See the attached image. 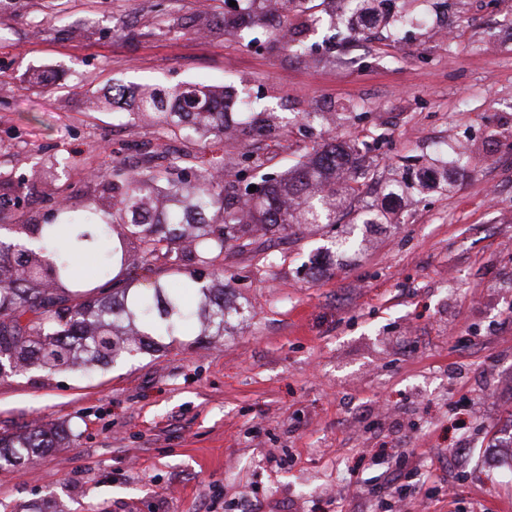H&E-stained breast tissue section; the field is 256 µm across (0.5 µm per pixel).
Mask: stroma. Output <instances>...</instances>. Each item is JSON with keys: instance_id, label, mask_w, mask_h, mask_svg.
<instances>
[{"instance_id": "35a3bbf8", "label": "stroma", "mask_w": 512, "mask_h": 512, "mask_svg": "<svg viewBox=\"0 0 512 512\" xmlns=\"http://www.w3.org/2000/svg\"><path fill=\"white\" fill-rule=\"evenodd\" d=\"M343 0L252 41L200 29L229 0H14L0 9V224H49L106 201L92 172L191 152L281 173L327 138L362 145L366 200L336 221L254 234L224 251L239 315L221 336L92 373L0 376V433L69 436L0 469V512H512L489 462L512 431V0ZM194 84L257 98L286 127L186 141L112 87ZM408 180L398 202L384 186ZM418 468L386 486L394 449Z\"/></svg>"}]
</instances>
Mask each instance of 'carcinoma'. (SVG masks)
<instances>
[{
  "label": "carcinoma",
  "instance_id": "1",
  "mask_svg": "<svg viewBox=\"0 0 512 512\" xmlns=\"http://www.w3.org/2000/svg\"><path fill=\"white\" fill-rule=\"evenodd\" d=\"M224 93L176 86L165 93L141 89L126 102L134 121L163 119L187 139H222L238 133L229 113L212 111ZM248 126L276 129V112H252ZM357 147L345 141L312 147L307 161L283 174H260L261 191L243 198L224 172L184 176L185 156L165 166L133 170L115 164L92 174L110 192L106 203L75 209L60 204L55 224H9L0 234V365L11 370L103 366L113 358L146 350L155 336H176L195 325L202 336H222L238 310L228 304L224 248L245 252L257 232L276 234L296 224L331 223L336 214V172L347 175L342 192L364 194L356 176ZM37 237L51 248L49 261L28 246ZM98 256L92 287L72 276L73 256ZM120 265L124 286L108 289ZM164 269L182 280L171 288L159 279L135 286L138 272ZM64 429L36 428L0 434V467H18L34 449L55 448Z\"/></svg>",
  "mask_w": 512,
  "mask_h": 512
}]
</instances>
